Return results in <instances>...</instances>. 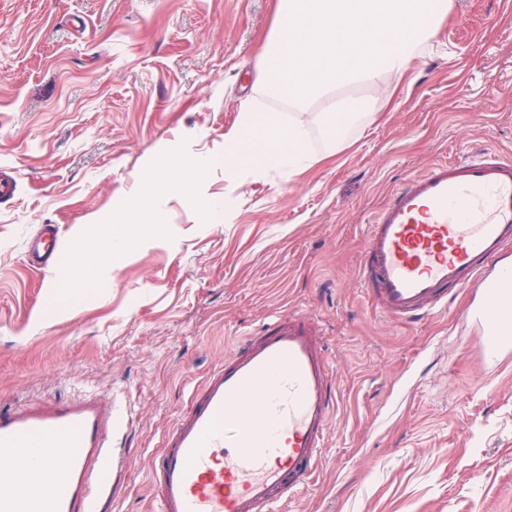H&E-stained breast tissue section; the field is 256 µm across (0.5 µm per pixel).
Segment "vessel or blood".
I'll use <instances>...</instances> for the list:
<instances>
[{
  "mask_svg": "<svg viewBox=\"0 0 512 512\" xmlns=\"http://www.w3.org/2000/svg\"><path fill=\"white\" fill-rule=\"evenodd\" d=\"M512 247V159L480 148L434 163L394 191L368 226L359 284L397 323L446 309L454 291L478 280L483 302L469 318L485 368L512 355V270L484 271ZM58 249L48 224L29 240L43 269ZM336 405L322 338L294 312L249 334L193 390L165 436L150 481L156 512H274L312 477ZM110 405L88 393L64 403L0 406V512H95L110 489L117 429ZM47 473L34 492L24 472Z\"/></svg>",
  "mask_w": 512,
  "mask_h": 512,
  "instance_id": "vessel-or-blood-1",
  "label": "vessel or blood"
}]
</instances>
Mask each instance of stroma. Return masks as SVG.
Returning a JSON list of instances; mask_svg holds the SVG:
<instances>
[{
  "mask_svg": "<svg viewBox=\"0 0 512 512\" xmlns=\"http://www.w3.org/2000/svg\"><path fill=\"white\" fill-rule=\"evenodd\" d=\"M277 0H0V405L83 392L124 411L112 491L97 512H153L148 474L191 390L250 331L297 311L324 333L338 403L320 466L279 512H512V361L477 360L466 319L476 286L414 325L375 313L358 284L368 220L434 162L491 147L512 155V0H450L427 53L390 103L342 85L366 116L288 178L212 167L202 219L177 194L170 232L54 306L60 265L28 266L25 242L58 227V253L144 179L159 155L219 156L252 91Z\"/></svg>",
  "mask_w": 512,
  "mask_h": 512,
  "instance_id": "35a3bbf8",
  "label": "stroma"
}]
</instances>
